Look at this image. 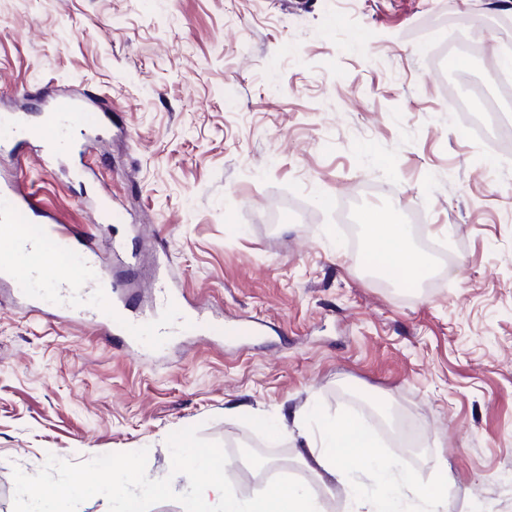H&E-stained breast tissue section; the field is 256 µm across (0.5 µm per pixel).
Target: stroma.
<instances>
[{
	"label": "stroma",
	"instance_id": "1",
	"mask_svg": "<svg viewBox=\"0 0 512 512\" xmlns=\"http://www.w3.org/2000/svg\"><path fill=\"white\" fill-rule=\"evenodd\" d=\"M470 42L488 100L512 10L502 0H0V112L22 88L89 90L113 105L92 165L139 225V290L166 252L188 296L225 325L185 329L155 359L83 323L18 311L0 288V512L14 469L146 450L198 427L235 459L238 498L279 475L315 487L323 512H368L318 486L305 439L356 419L379 452L448 488L446 512H512V156H484L435 42ZM79 160L22 170L59 223H93ZM376 210L442 286L382 285L360 223ZM417 424L412 452L381 429ZM301 413L305 430L292 422Z\"/></svg>",
	"mask_w": 512,
	"mask_h": 512
}]
</instances>
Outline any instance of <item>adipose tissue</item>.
<instances>
[{
	"mask_svg": "<svg viewBox=\"0 0 512 512\" xmlns=\"http://www.w3.org/2000/svg\"><path fill=\"white\" fill-rule=\"evenodd\" d=\"M365 232L378 267L397 269L406 281L417 274L421 260L406 245V225L384 223L381 215L374 213ZM308 453L320 485L338 483L354 495L361 494L363 488L354 479L352 465L370 470L382 489L370 512H439L447 495L441 487L419 490L413 475L401 473L395 461L377 455L370 439L348 423L330 425L326 445L309 448Z\"/></svg>",
	"mask_w": 512,
	"mask_h": 512,
	"instance_id": "adipose-tissue-1",
	"label": "adipose tissue"
}]
</instances>
